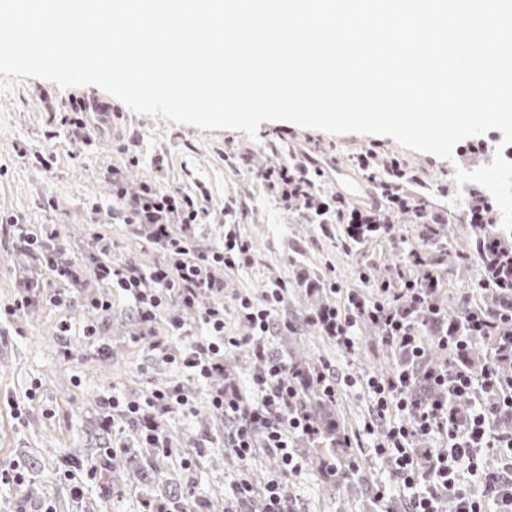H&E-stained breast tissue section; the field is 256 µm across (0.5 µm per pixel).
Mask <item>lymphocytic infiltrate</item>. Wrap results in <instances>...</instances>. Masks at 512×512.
<instances>
[{"instance_id": "1", "label": "lymphocytic infiltrate", "mask_w": 512, "mask_h": 512, "mask_svg": "<svg viewBox=\"0 0 512 512\" xmlns=\"http://www.w3.org/2000/svg\"><path fill=\"white\" fill-rule=\"evenodd\" d=\"M234 158L284 211L308 224L339 225L336 242L345 252L376 238L397 257L383 277L373 276L370 264L357 263L358 289L343 287L332 275L323 279L337 300L308 318L345 353L357 350L360 332L368 327L397 356L389 371L361 378L372 412L363 432L373 438L371 455L389 467L390 481L376 486L375 500L388 501L393 484L407 493V512H512V233L501 229L496 206L474 192L463 215L448 212L440 204L447 186L428 182L421 170L375 145L350 158L370 186L373 201L368 205L325 192L324 170L307 149H291L287 160L261 166L253 165L246 152ZM163 168V161H156L155 176L133 193L124 186L120 169L102 172L112 186L113 220L144 236L158 252L149 267L115 262L112 239L100 232L92 234L80 257H65L56 246L55 230L7 218L0 231L36 257L39 270L35 287L26 288L4 312L13 314L42 299L67 305L91 280L119 288L139 326L135 342L185 372L188 380L136 399L101 395V428L126 427L141 447L170 454L175 445L161 417L204 401L224 426V447L243 468L232 483L233 499L225 512H243L253 504L257 512H292L288 479L305 465L297 443L320 432L303 402L304 390L316 381L322 396L332 401L338 380L327 364L302 369L270 348V337L291 327L280 315L288 293L285 283L235 296L236 315L246 331L225 335L224 281L214 270L254 262L252 244L234 222L237 202L231 199L224 206L222 243L202 245L199 230L207 209L190 195L164 188L158 177ZM404 219L420 225L418 242L402 234ZM460 220L468 224L484 265L474 292L460 296V314L452 320L439 300L448 286V252L437 240L440 225ZM175 224L180 227L176 235L170 231ZM162 310L167 313L164 339L156 331ZM192 322L204 329V337L172 349L168 337L189 335ZM475 336L487 339L494 351L477 376L463 365ZM433 345L458 360L455 371L428 363ZM231 349L248 350L260 365L250 397L223 380L224 353ZM218 378L223 381L219 387L214 384ZM260 449L276 458L278 470L258 488L244 468ZM491 456L497 457L498 467L488 466Z\"/></svg>"}]
</instances>
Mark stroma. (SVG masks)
<instances>
[{
  "label": "stroma",
  "instance_id": "35a3bbf8",
  "mask_svg": "<svg viewBox=\"0 0 512 512\" xmlns=\"http://www.w3.org/2000/svg\"><path fill=\"white\" fill-rule=\"evenodd\" d=\"M98 92L95 86L63 89L39 78L18 81L0 92V215L52 225L68 257L76 256L96 230L112 237L118 260L152 265L157 252L125 225L111 222L112 192L99 169L112 163L125 166L134 186L150 174L152 158L163 155L164 186L193 196L202 190L207 193L205 206L212 222L201 230L204 243L221 240L224 230L217 220L225 199L232 197L239 207L240 231L253 245L252 266L216 271L224 279L227 333L243 331L233 309L236 295L254 294L283 281L288 285L284 313L292 327L272 337L275 353L296 363L330 362L342 377L384 372L393 366L392 352L379 344L372 331H364L359 350L346 355L307 324V317L329 299L312 289V282L332 268L346 287H359L356 257L337 247L333 233L278 209L258 182L235 169L229 154L250 150L260 165L273 156L287 159L288 147H271L276 132H287L288 146L303 145L322 157L326 191H335L337 177L345 176L358 183L352 199L360 204L370 203L371 191L346 156L362 147L381 145L423 169L435 184L453 181L457 169L484 165L483 156L457 149L448 161L405 149L386 136H336L286 121L261 123L253 139L231 129L202 131L134 114L112 96L107 99L109 112L91 119L98 129L93 143L73 142L57 115L74 110L76 97ZM40 153L48 155V165L36 162ZM131 153L138 156V165H129ZM33 267L29 256L0 242V305L13 303ZM86 291L112 300V312L103 319L108 343L104 354H91L83 337L61 335L62 323L78 325L95 318L77 301L59 307L44 300L0 322V470L17 465L28 477L20 490L0 484V512H16L20 507L39 512L46 501L56 512H141L148 499L167 503L176 497L185 505L229 500L239 464L228 451L204 447V435L222 437L224 428L201 404L194 411L163 418L175 445L189 454L190 464H182L179 456L163 457L155 468L143 470V480L136 482L133 472L141 464L136 458L113 476L87 478L86 466L97 461L104 449L132 441L129 430L100 428V396L112 390L135 398L181 379L182 374L134 342L135 321L119 291L94 281ZM335 415L347 432L361 429L368 417V399L359 386L340 387ZM300 451L308 464L288 481L293 512H370L375 484L388 477L383 461L364 458L362 483L352 489L342 477L323 474L308 445H301Z\"/></svg>",
  "mask_w": 512,
  "mask_h": 512
}]
</instances>
